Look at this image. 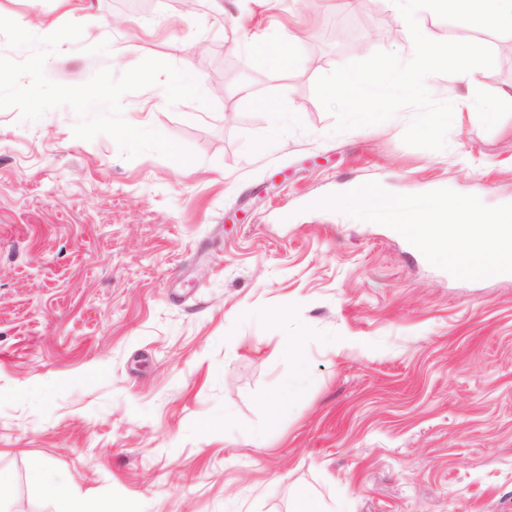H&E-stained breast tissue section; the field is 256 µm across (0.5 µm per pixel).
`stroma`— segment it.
Instances as JSON below:
<instances>
[{
	"instance_id": "obj_1",
	"label": "stroma",
	"mask_w": 512,
	"mask_h": 512,
	"mask_svg": "<svg viewBox=\"0 0 512 512\" xmlns=\"http://www.w3.org/2000/svg\"><path fill=\"white\" fill-rule=\"evenodd\" d=\"M368 3L393 37L341 48L360 14L322 0H0L22 26L82 25L55 82L155 58L208 90L122 98L187 163L77 138L66 106L0 109V512H291L302 494L327 512H512V276L454 278L390 227L307 206L353 182L512 203V104L423 136L425 113L457 108L442 78L368 123L327 95L344 69L419 50ZM232 15L291 30L293 67L269 78ZM422 23L432 44L485 42L474 103L512 85L511 35ZM299 363L302 397L270 417ZM37 463L70 500L31 483Z\"/></svg>"
}]
</instances>
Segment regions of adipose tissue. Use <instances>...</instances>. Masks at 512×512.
<instances>
[{"label": "adipose tissue", "mask_w": 512, "mask_h": 512, "mask_svg": "<svg viewBox=\"0 0 512 512\" xmlns=\"http://www.w3.org/2000/svg\"><path fill=\"white\" fill-rule=\"evenodd\" d=\"M393 12L402 18L413 19L430 9H446L459 22L481 29L512 33V0H388ZM414 36L422 44L421 65H399L380 62L371 71H347L341 87L353 104L354 112L369 118L394 94L417 92L415 74H442L449 86L457 89L458 110L490 122L496 117L494 105L476 106L472 91L479 85L486 64V51L481 42H450L444 45L425 44L422 30Z\"/></svg>", "instance_id": "ef3b65f1"}]
</instances>
